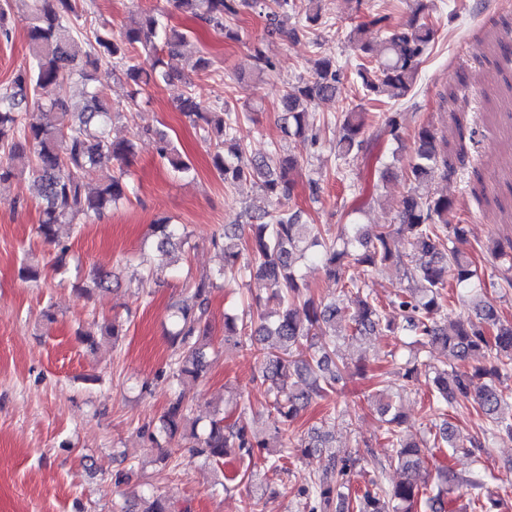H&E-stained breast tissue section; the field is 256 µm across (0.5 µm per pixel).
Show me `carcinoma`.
<instances>
[{
  "instance_id": "1",
  "label": "carcinoma",
  "mask_w": 512,
  "mask_h": 512,
  "mask_svg": "<svg viewBox=\"0 0 512 512\" xmlns=\"http://www.w3.org/2000/svg\"><path fill=\"white\" fill-rule=\"evenodd\" d=\"M413 18L407 24L392 25L386 14H375L350 30V37L363 54L356 67L363 96L382 103L396 102L416 84L420 66L435 39L430 22L433 0H415ZM177 10L190 14L205 24L224 32V38L239 39L233 28L224 24V16H235L243 9L265 11L269 25L277 28L280 19L294 14L303 26H315L321 19V0H173ZM30 14L28 40L34 53L31 66L15 72L10 83L0 88V182L29 170L35 177L40 200V217L35 231L47 243L58 241L62 224L104 218L112 207L128 196L124 172L91 185L87 173L102 160L122 164L130 161L132 145L112 137V103L106 93V80L115 68H121L127 81L130 100L136 101L143 87L157 80L168 81L170 73L161 70L155 39L164 37V46L175 49L186 40L187 32L176 28L159 29L157 18L144 12L114 36L105 26L80 40L74 22L84 9L81 0H28ZM376 27L383 33L381 48L375 49L365 39V32ZM140 45L154 55L149 66L134 60L131 49ZM379 56H374V51ZM67 80L85 99L81 110H71L68 100L52 94ZM339 90L334 62L319 58L313 63L308 79L288 87L281 97L284 135L301 137L308 132L319 135L314 113L307 104L315 99L332 98ZM177 109L207 134L214 145L212 163L224 184L232 185L246 178L260 182L268 196L277 200L292 197L295 181L290 172L299 164L292 155L274 162L263 158L246 160V148L235 131L240 122L236 112L207 108L187 91L177 102ZM366 112L356 105L341 114L336 140V159L347 161L351 155L367 150L363 138ZM157 144L158 155L167 160L174 172L187 176L191 164L182 158L168 134L161 129H146ZM448 166L434 131L418 129L415 155L406 168L410 189L402 198L399 223L385 224L367 241L355 224L330 226L303 224L297 214L286 210L264 213L250 224V239L243 243L236 233L215 240L221 246L223 263L214 277L192 285L190 302L174 313L170 345L177 359L171 378L182 382L198 381L206 373L204 340L209 335V299L215 288L226 282L257 276L268 281L271 294L257 327L235 316L224 317V335L242 347L258 348L257 379L268 398L271 424L258 431L242 415L233 421L213 410L208 427L196 429L190 420L192 404L184 393L173 398L162 416L161 431L172 437L182 433L190 440L195 457L221 462L224 457L253 458L255 452L269 447V440L279 445V454L270 460V468L280 469L288 449L298 448L307 458H319V469L301 489L308 512H452L453 485L448 469L437 470V488L423 477L427 470L429 448L464 447L457 442V432L448 420L427 427L420 439L409 441L401 426L404 414L399 401L379 386L377 413L389 447L396 449L394 463L403 478L387 488L374 477L361 491L347 492L350 476L359 458L330 455L332 436L314 427L306 434L283 439L288 427L316 397L337 391L349 369L366 375L365 358L354 366L336 355L332 344L377 333L394 340H409L416 353L441 349L456 361L445 367H428V413L444 417L448 410L475 408L487 425L482 436L468 439L473 448H484L498 435L512 436V389L504 380L512 373V321L505 320L495 305L482 300L468 307L469 313L448 321L445 311L454 296H462L481 287L474 261L457 243L464 239V227L449 217L457 211V202L447 195L423 197L418 191L432 170ZM157 247L174 251L181 247L184 235L164 220L154 225ZM407 240L410 253L395 248L397 239ZM322 263L328 278L342 293L339 302L316 303L298 282L297 265L304 259ZM401 265L414 286L400 291L393 305L400 322L386 321L381 306L365 288L360 275L349 272L359 266L365 272L389 265ZM123 324L113 321L95 332H80L82 344L97 345L95 335L117 340ZM482 357L488 363L471 368L463 363ZM137 512H176L169 497L156 495L138 507Z\"/></svg>"
}]
</instances>
